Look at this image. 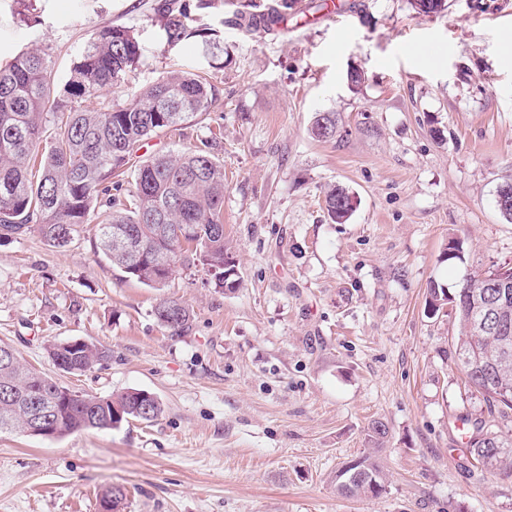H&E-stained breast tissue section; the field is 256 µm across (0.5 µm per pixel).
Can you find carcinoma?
Masks as SVG:
<instances>
[{
  "label": "carcinoma",
  "instance_id": "cac0c4a2",
  "mask_svg": "<svg viewBox=\"0 0 512 512\" xmlns=\"http://www.w3.org/2000/svg\"><path fill=\"white\" fill-rule=\"evenodd\" d=\"M211 0H188L162 10L167 41L204 38L202 28L190 29L185 20L192 9ZM422 13H440L447 0H411ZM289 0L270 7L271 25L288 20ZM139 42L122 25L99 29L74 63L62 92L48 77L50 54L30 49L0 68V238L36 230L50 246L59 247L66 235L78 236L97 220L96 236L112 266L151 288H161L178 264L198 261L219 288L232 290L238 281L236 265L224 247V164L203 149L158 155L135 169V190L123 200L118 194L134 152L150 135L180 127L207 112L216 94L210 81L194 73L166 76L122 107L80 108L77 98L97 99L139 63ZM54 127L49 150L38 154L47 126ZM115 194H109V190ZM348 189L335 185L325 195V210L334 223L349 219L339 200ZM504 312L494 327L484 328L461 306L462 289L451 293L432 282L426 305H454L458 322L455 355L469 386L489 408L512 410V280L495 289ZM161 326L179 336L189 329L191 314L180 301L163 297L154 309ZM508 339L503 351L502 338ZM477 348L495 358L507 354L506 371H477L466 360ZM48 357L60 371L82 375L112 357L101 345L82 339L52 342ZM128 389L106 396L68 389L37 371L0 345V434L28 433L32 417L46 416L47 438H62L85 430H112L130 421L151 422L163 412L155 397ZM118 409L122 416L112 415ZM476 436L468 453L482 467L512 476V433L489 430L474 423ZM385 423L368 427L371 451L346 462L336 471V491L345 497L380 496L387 473L378 457L388 442Z\"/></svg>",
  "mask_w": 512,
  "mask_h": 512
}]
</instances>
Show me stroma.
Listing matches in <instances>:
<instances>
[{
	"label": "stroma",
	"mask_w": 512,
	"mask_h": 512,
	"mask_svg": "<svg viewBox=\"0 0 512 512\" xmlns=\"http://www.w3.org/2000/svg\"><path fill=\"white\" fill-rule=\"evenodd\" d=\"M161 0H0V65L49 48L50 81L68 82L87 40L131 28L142 59L105 92L128 105L172 71L212 76L218 101L178 131L144 140L138 158L207 146L224 165V240L238 288L202 265L150 288L112 266L85 225L65 249L35 231L0 240V342L78 392L144 390L154 421L46 440L0 434V512H101L110 485L122 512H512V478L462 449L490 412L457 365L453 310L427 312L435 282L512 264V223L494 205L512 180V0H295L272 34L227 26L268 0H217L190 24L212 32L168 43ZM364 81L351 86L347 75ZM332 112L335 139L309 128ZM357 205L331 222L325 193ZM463 260L448 261L449 240ZM173 297L192 326L171 336L153 315ZM81 338L111 348L82 376L45 347ZM387 423L386 493L349 498L336 472Z\"/></svg>",
	"instance_id": "stroma-1"
}]
</instances>
